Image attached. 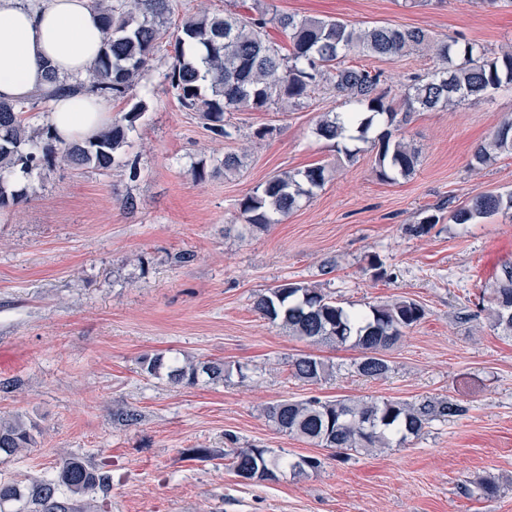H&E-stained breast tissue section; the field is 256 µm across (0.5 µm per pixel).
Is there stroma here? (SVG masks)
I'll return each mask as SVG.
<instances>
[{
  "label": "stroma",
  "instance_id": "stroma-1",
  "mask_svg": "<svg viewBox=\"0 0 512 512\" xmlns=\"http://www.w3.org/2000/svg\"><path fill=\"white\" fill-rule=\"evenodd\" d=\"M265 2L301 17L419 27L512 50V0ZM171 3L148 69L108 102L116 118L147 104L122 149L138 177L123 166L57 161L19 178L26 199L0 210V355L9 357L0 368V417L19 415L37 429L30 448L0 456V481L50 476L76 455L111 470L109 512H512V338L477 310L512 267V212L468 225L444 218L420 236L406 231L440 201L512 190L511 154L470 166L475 148L512 117V86L413 113L401 133L420 162L410 176L385 181L372 143L349 161L317 136L326 113L347 108L321 88L296 110L227 113L231 137L212 133L162 75L188 17L242 0ZM347 62L382 72L395 103L410 77L434 65L424 50ZM230 152L243 161L232 173L223 166ZM316 165L327 168L323 187L276 223L244 231L239 204L257 185ZM374 256L385 278L369 269ZM285 281L322 288L348 310L406 299L425 316L387 351L389 372L365 378L355 370L358 348L310 344L254 310L257 294ZM304 354L332 363L333 376L293 378L291 363ZM146 355L220 360L229 375L175 384L142 372ZM368 397H451L467 412L369 452L314 445L265 416L282 399ZM124 407L138 411V423L114 419ZM193 448L213 456H190ZM242 448L321 465L249 483L226 460ZM480 477L498 483L497 495L481 494Z\"/></svg>",
  "mask_w": 512,
  "mask_h": 512
}]
</instances>
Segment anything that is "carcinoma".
Instances as JSON below:
<instances>
[{
  "mask_svg": "<svg viewBox=\"0 0 512 512\" xmlns=\"http://www.w3.org/2000/svg\"><path fill=\"white\" fill-rule=\"evenodd\" d=\"M95 10L100 15L103 42L87 77L100 95L121 97L148 66L168 23L170 0H115L111 5L99 0ZM270 28L287 36L288 49L268 39ZM417 49L432 52L437 66L404 85L398 107L386 101L380 91L381 73L345 63L351 54L390 59ZM46 78L49 89L37 94L45 100L83 87L81 82L60 78L52 69L47 70ZM164 79L183 105L199 109L211 130L226 138L230 137L226 113L260 110L280 102L299 107L316 87L327 86L344 98L350 109L321 121L317 135L336 145L354 138L365 141L375 117L384 119L386 128L377 138V166L379 175L391 180L395 175L411 174L419 163L418 151L397 134L410 114L488 96L512 84V53L499 55L475 42L461 45L455 39L438 41L418 27L387 24L362 29L338 19L300 17L254 3L244 13L226 10L186 20L176 36ZM145 107V103H138L90 140L63 144L49 132L26 126L24 114L29 102L0 101V209L23 200V191L11 189L17 173L28 176L56 158L76 168H111ZM505 152L512 153V118L500 122L490 143L477 147L471 166L481 169ZM326 175L323 165L275 175L243 199L240 218L250 227L273 224L275 216L288 213L299 197L322 187ZM446 208L447 202H441L434 213L409 225L407 231L415 236L426 233L439 223L440 212ZM510 210L512 192L485 191L457 205L450 220L473 224ZM489 300L493 302V326L512 337L511 266L497 278ZM253 308L313 343H350L359 348L356 372L368 378L382 377L389 371L385 353L425 315L421 305L405 299L371 306L367 312L346 310L322 289L295 282L257 295ZM140 364L151 376L167 369V377L176 384H191L201 373L212 381H222L227 373L220 361L167 367L162 357L145 356ZM291 370L295 378L314 384L329 375L330 366L309 354L295 359ZM465 412L464 406L447 397L418 403L285 399L265 410L268 421L279 431L339 450L387 446L391 434L404 441L420 435L433 421L445 422ZM32 430L19 418H1L0 453L11 455L28 447L34 441ZM282 466L283 460L264 448H242L231 461L238 477L253 482L274 479ZM111 486L109 471L72 456L60 463L53 478L31 479L24 486L0 482V506L22 501L23 512H105ZM98 492L101 500L87 498V494Z\"/></svg>",
  "mask_w": 512,
  "mask_h": 512,
  "instance_id": "obj_1",
  "label": "carcinoma"
}]
</instances>
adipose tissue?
I'll return each mask as SVG.
<instances>
[{
	"label": "adipose tissue",
	"instance_id": "1",
	"mask_svg": "<svg viewBox=\"0 0 512 512\" xmlns=\"http://www.w3.org/2000/svg\"><path fill=\"white\" fill-rule=\"evenodd\" d=\"M103 41L90 0H47L30 10L18 0H0V100L23 101L46 88V71L85 75ZM111 120L96 95L73 91L54 97L50 130L61 140L82 142Z\"/></svg>",
	"mask_w": 512,
	"mask_h": 512
}]
</instances>
